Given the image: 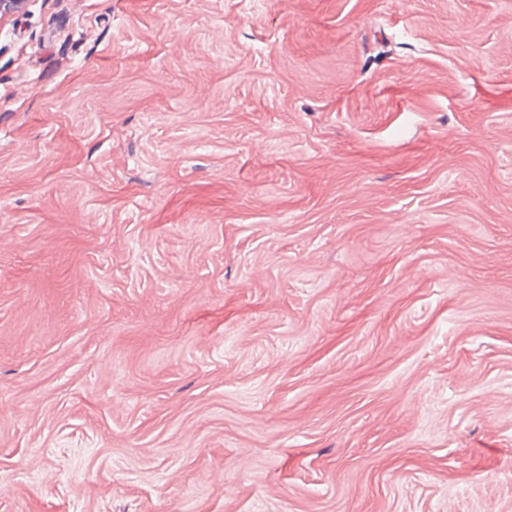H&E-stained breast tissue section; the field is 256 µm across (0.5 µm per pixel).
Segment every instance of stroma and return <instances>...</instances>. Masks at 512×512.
<instances>
[{"label":"stroma","instance_id":"35a3bbf8","mask_svg":"<svg viewBox=\"0 0 512 512\" xmlns=\"http://www.w3.org/2000/svg\"><path fill=\"white\" fill-rule=\"evenodd\" d=\"M0 512H512V0L1 17Z\"/></svg>","mask_w":512,"mask_h":512}]
</instances>
